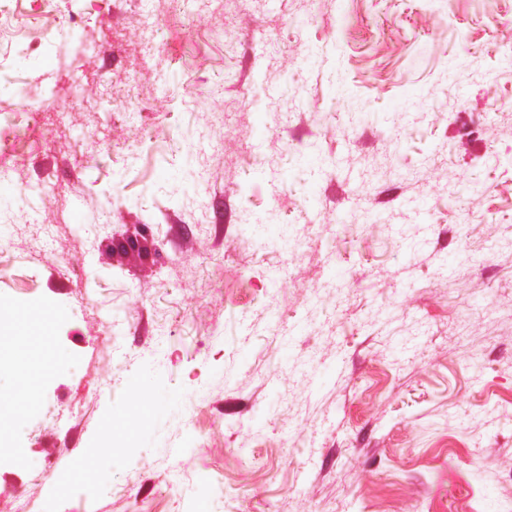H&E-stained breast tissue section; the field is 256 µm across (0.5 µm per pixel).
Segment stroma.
I'll use <instances>...</instances> for the list:
<instances>
[{
    "instance_id": "35a3bbf8",
    "label": "stroma",
    "mask_w": 512,
    "mask_h": 512,
    "mask_svg": "<svg viewBox=\"0 0 512 512\" xmlns=\"http://www.w3.org/2000/svg\"><path fill=\"white\" fill-rule=\"evenodd\" d=\"M36 8L0 0L29 512H512V0H56L15 53Z\"/></svg>"
}]
</instances>
